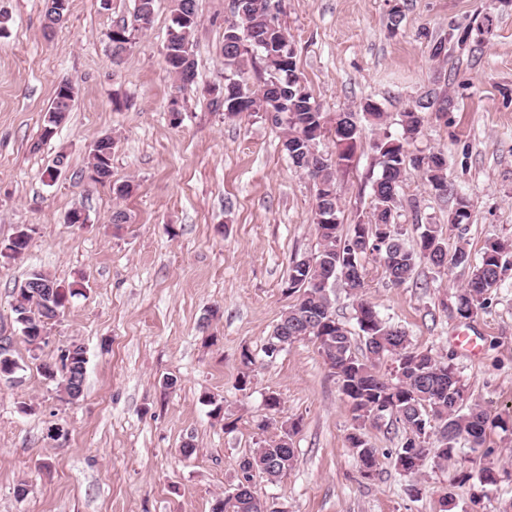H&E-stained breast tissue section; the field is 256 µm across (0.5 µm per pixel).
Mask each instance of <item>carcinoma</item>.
Listing matches in <instances>:
<instances>
[{
    "instance_id": "carcinoma-1",
    "label": "carcinoma",
    "mask_w": 512,
    "mask_h": 512,
    "mask_svg": "<svg viewBox=\"0 0 512 512\" xmlns=\"http://www.w3.org/2000/svg\"><path fill=\"white\" fill-rule=\"evenodd\" d=\"M275 8L272 0H241L234 4V19L224 28V85L232 84L248 99L249 112L273 114L270 123L281 133V145L290 162L304 170L316 186L314 214L331 211L339 217L341 190L337 173L349 164L357 148L360 131L352 120V113L336 114L335 124L348 126L353 131L354 143L345 149L335 148L331 154L318 148L320 137L313 135L316 130L327 126V115L321 111L308 90L296 62L282 59L292 44L286 29L276 23L272 14ZM169 30L180 34L179 42L173 47L171 60L165 62L168 71L178 82V89L186 88V82H196L197 73L192 52V36L195 28L183 24L180 17H198L196 0H172ZM258 58L266 74L262 84L252 90L241 83L237 76L249 61ZM74 97L63 85H58L54 98L43 116L44 127L58 126V113L70 112ZM445 107L451 100L444 96L418 101L413 109L402 112L400 136L384 135L375 143L380 175L372 183L374 223L354 224L348 232H342V224H318L316 231L319 249L313 257H303L292 262L288 279L285 281L288 295L295 297L287 311L277 322L272 336L264 345V354L272 356L270 345L288 346L295 336H306L318 344L325 362L335 370L342 393L350 400L354 421L357 426L348 436L350 446L356 450L365 476L377 466V449L371 447L361 432L366 423H376L386 417L403 425L409 436L401 444L395 458V466L406 474H417L429 454L427 444L436 438L439 448L435 456L446 461L456 454L459 440H466L472 450L483 447L488 426L506 428V424L489 417L479 405L462 408L463 386L456 374L451 359L439 360L431 353L410 347L407 333L383 320L369 302L361 300L356 307V322L362 333L366 349L371 358L361 359L352 350L351 338L345 327L336 320L332 311L329 290L316 287L323 277L329 281L339 278L352 291L364 288L365 261L371 258L382 267L392 284H403L409 280L415 267L425 261L435 268L447 264L456 267L470 265V256L465 247L456 249L451 260H446L442 228L438 224L419 225L415 243L403 239L395 213L402 205V184L406 171L404 145L416 141L422 132L425 114L434 105ZM112 137L102 141V148L109 154L99 159L100 177L109 182L112 178ZM425 179L434 192L453 194L448 184L446 167L430 164L421 167ZM453 215L454 226L469 223L471 204L464 196L456 197ZM387 231H380L381 226ZM368 238L374 245L371 253L355 255L358 273L354 276L343 272L344 266L338 259L337 249H350ZM508 246L499 241L489 243L480 262L472 267L470 279L457 295L456 312L463 318L473 316L485 307L491 283L501 281L506 270L503 257ZM37 281L55 283L47 274L32 270L21 282L16 292V304L12 307L15 317L28 314L19 329H28L23 336L31 358L39 359L38 352L43 342L32 331L48 328L65 305L62 299L48 300L34 294L31 284ZM390 356L395 366L390 376L377 370L376 361ZM39 371L47 378L61 379V387L69 397L82 395L85 372L75 370L71 376L60 373L57 365L41 362ZM299 422L291 423V429L278 439H260L255 448L241 457L238 470H255L270 478H276L295 465V449L288 446L291 432L297 431ZM221 512H266L264 504L253 493L224 497Z\"/></svg>"
}]
</instances>
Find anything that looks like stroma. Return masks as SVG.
<instances>
[{"label":"stroma","mask_w":512,"mask_h":512,"mask_svg":"<svg viewBox=\"0 0 512 512\" xmlns=\"http://www.w3.org/2000/svg\"><path fill=\"white\" fill-rule=\"evenodd\" d=\"M398 2L403 20L394 30L388 0H281L297 67L322 111L357 113L371 100L386 116L381 127L363 122L338 174L340 221L369 222L380 173L374 142L399 135L400 114L413 102L445 90L454 108L428 113L408 151L443 153L471 220L462 230L449 225L453 200L438 198L410 166L399 222L409 241L418 225H442L447 254L462 246L475 263L489 242L507 243L508 267L486 308L464 319L456 295L469 269L424 263L395 286L369 260L360 294L340 283L331 289L333 312L361 356L355 308L370 302L414 348L451 358L464 406L481 405L508 430H489L476 452L463 442L451 460L428 456L413 477L394 465L404 428L383 419L365 429L378 458L366 477L347 440L351 403L317 343L263 353L292 302L283 287L293 260L319 248L315 188L283 152L278 129L251 112L225 119L207 93L224 85L232 0H197V84L177 126L169 112L175 80L163 61L171 0H156L151 26L118 60L108 34L131 20L135 0L106 9L101 0H70L51 31L44 0H0V244L17 227L34 230L24 256L0 257V335L12 336L21 366L0 378V512H212L233 492L242 455L295 419V467L254 484L282 512H512V4ZM486 13L493 22L483 32ZM465 30V47L449 41L446 56L433 57L438 39ZM63 81L76 87L74 105L47 138L43 115ZM106 134L117 139L112 183L135 185L122 199L112 184L89 178L90 148ZM61 153L68 164L47 182L43 173ZM117 208L128 223H112ZM76 209L87 226L67 223ZM34 268L84 286L50 326L39 358L55 363L69 344L85 347L84 390L74 402L37 370L14 321L13 291ZM214 308L219 318L202 328ZM465 331L477 355L457 345ZM245 350L255 358L248 370ZM245 371L251 384L242 391ZM271 392L281 401L274 414L264 403ZM187 442L196 446L189 457L181 453ZM489 467L499 479L481 484ZM22 483L29 493L20 498Z\"/></svg>","instance_id":"obj_1"}]
</instances>
